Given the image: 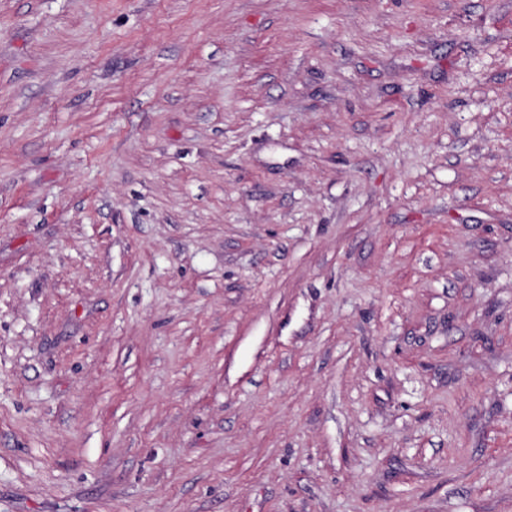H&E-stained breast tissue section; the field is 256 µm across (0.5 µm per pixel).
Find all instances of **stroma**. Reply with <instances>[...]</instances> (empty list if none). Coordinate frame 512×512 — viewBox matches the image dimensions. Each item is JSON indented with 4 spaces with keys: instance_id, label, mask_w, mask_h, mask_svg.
<instances>
[{
    "instance_id": "obj_1",
    "label": "stroma",
    "mask_w": 512,
    "mask_h": 512,
    "mask_svg": "<svg viewBox=\"0 0 512 512\" xmlns=\"http://www.w3.org/2000/svg\"><path fill=\"white\" fill-rule=\"evenodd\" d=\"M0 512H512V0H0Z\"/></svg>"
}]
</instances>
